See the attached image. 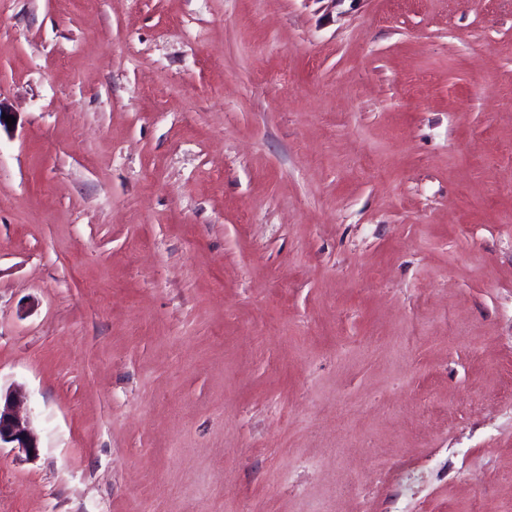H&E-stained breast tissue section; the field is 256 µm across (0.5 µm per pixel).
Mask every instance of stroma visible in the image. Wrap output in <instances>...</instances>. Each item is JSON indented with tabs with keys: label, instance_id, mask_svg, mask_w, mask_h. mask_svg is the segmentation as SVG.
I'll return each mask as SVG.
<instances>
[{
	"label": "stroma",
	"instance_id": "35a3bbf8",
	"mask_svg": "<svg viewBox=\"0 0 512 512\" xmlns=\"http://www.w3.org/2000/svg\"><path fill=\"white\" fill-rule=\"evenodd\" d=\"M0 512H512V0H0ZM24 399L25 395L20 389L11 390L3 397L0 389V447L10 444L29 458H36L40 448L38 437L18 415V408Z\"/></svg>",
	"mask_w": 512,
	"mask_h": 512
}]
</instances>
